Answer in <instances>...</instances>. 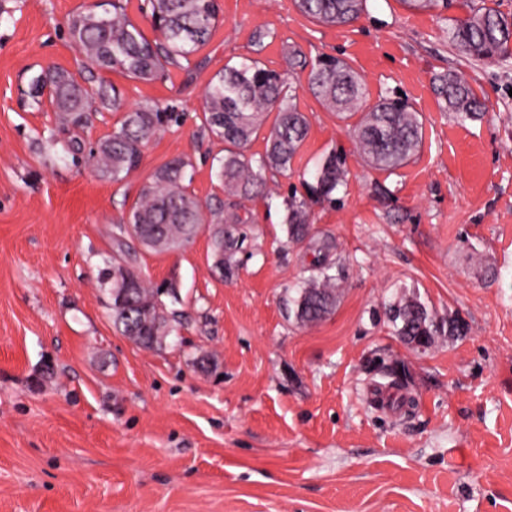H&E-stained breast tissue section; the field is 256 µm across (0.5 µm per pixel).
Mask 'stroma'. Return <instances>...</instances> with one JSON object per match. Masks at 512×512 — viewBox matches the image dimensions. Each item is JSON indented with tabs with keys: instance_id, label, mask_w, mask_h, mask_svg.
<instances>
[{
	"instance_id": "35a3bbf8",
	"label": "stroma",
	"mask_w": 512,
	"mask_h": 512,
	"mask_svg": "<svg viewBox=\"0 0 512 512\" xmlns=\"http://www.w3.org/2000/svg\"><path fill=\"white\" fill-rule=\"evenodd\" d=\"M96 2L0 0V512H512V58L451 43L457 2L367 0L334 26L294 0H219L210 42L166 78L96 73L126 106L180 115L115 182L75 161L49 104L27 94L43 71L80 73L68 23ZM260 30V60L297 84L310 131L288 172L240 200L235 267L221 270L206 231L172 252L117 241L174 157H191L197 198H223L202 97ZM292 49L346 61L366 105L407 99L418 154L391 173L367 165L353 119L289 72ZM450 71L481 99L479 119L448 111L434 78ZM331 151L347 184L311 204L312 242L289 243L285 203ZM120 247L177 313L152 349L115 328L99 286ZM322 260L342 273L336 309L298 324L291 301ZM413 295L465 335L398 336L387 311Z\"/></svg>"
}]
</instances>
